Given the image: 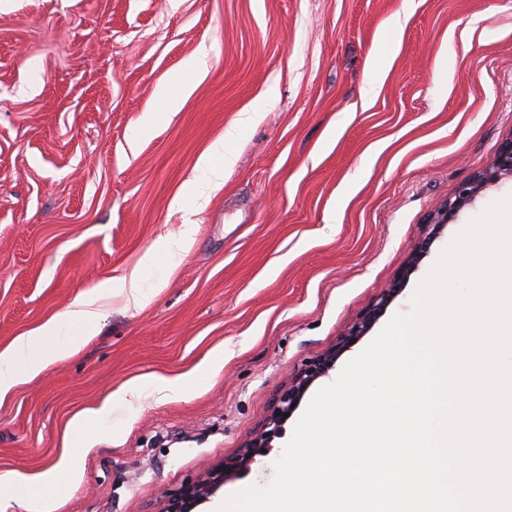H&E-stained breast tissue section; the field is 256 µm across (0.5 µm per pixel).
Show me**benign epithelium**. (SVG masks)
<instances>
[{
  "mask_svg": "<svg viewBox=\"0 0 512 512\" xmlns=\"http://www.w3.org/2000/svg\"><path fill=\"white\" fill-rule=\"evenodd\" d=\"M506 177L512 178V136L501 143L489 165L459 185L454 194L432 213L425 231L414 245L410 266H415L427 253L441 228L447 226L463 209L472 205L486 190ZM397 291L396 284L383 291L335 345L313 356L294 373L285 387L273 398L271 408L255 436L236 456L217 464L204 465L195 479L167 496L157 512H195V509L208 502L225 482L236 478L238 474L257 463L258 458L269 450L270 438L280 432L285 414H290L296 409L303 394L314 381L328 374L343 350L371 329Z\"/></svg>",
  "mask_w": 512,
  "mask_h": 512,
  "instance_id": "1",
  "label": "benign epithelium"
}]
</instances>
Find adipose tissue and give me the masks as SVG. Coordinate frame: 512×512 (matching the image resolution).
<instances>
[{"label": "adipose tissue", "instance_id": "adipose-tissue-1", "mask_svg": "<svg viewBox=\"0 0 512 512\" xmlns=\"http://www.w3.org/2000/svg\"><path fill=\"white\" fill-rule=\"evenodd\" d=\"M126 279H106L98 288L80 294L71 305L16 339L0 352V402L27 381L41 375L56 362L77 354L92 337L91 328L100 312L95 304L113 288L125 287ZM65 325L79 327L81 333L65 343H57L56 333Z\"/></svg>", "mask_w": 512, "mask_h": 512}]
</instances>
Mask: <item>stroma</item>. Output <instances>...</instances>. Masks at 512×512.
Segmentation results:
<instances>
[{"label": "stroma", "mask_w": 512, "mask_h": 512, "mask_svg": "<svg viewBox=\"0 0 512 512\" xmlns=\"http://www.w3.org/2000/svg\"><path fill=\"white\" fill-rule=\"evenodd\" d=\"M163 88L181 107L141 129ZM234 124L197 205V161ZM509 136L512 0H0V350L105 279L141 290L101 298L81 351L0 403L8 512H155L237 455L289 375L399 283L315 385L332 383L512 194L510 178L486 190L409 265L430 212ZM188 208L191 248L142 265ZM158 377L181 394L158 400ZM130 381L140 398L120 396ZM107 398L75 473L58 470L76 416ZM293 428L202 512L268 485ZM53 468L46 494L33 478Z\"/></svg>", "instance_id": "1"}]
</instances>
